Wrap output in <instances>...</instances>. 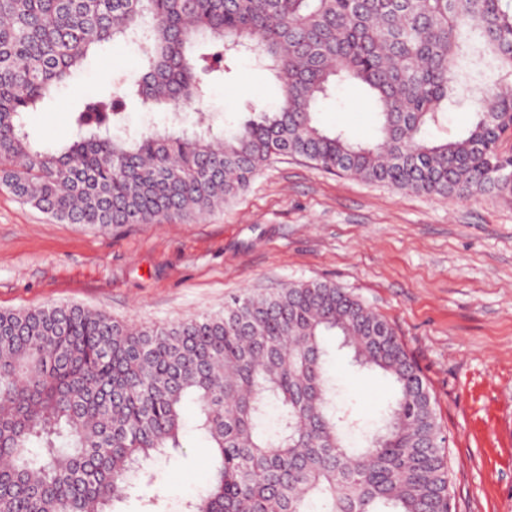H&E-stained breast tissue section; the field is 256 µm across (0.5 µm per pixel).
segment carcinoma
<instances>
[{
	"label": "carcinoma",
	"mask_w": 512,
	"mask_h": 512,
	"mask_svg": "<svg viewBox=\"0 0 512 512\" xmlns=\"http://www.w3.org/2000/svg\"><path fill=\"white\" fill-rule=\"evenodd\" d=\"M138 46L142 74L31 140L29 114L100 47ZM253 57L283 90L229 134L209 85ZM359 84L374 143L327 131L319 99ZM162 112L129 130L126 100ZM450 108L471 125L430 139ZM512 0H0V186L67 224L201 216L278 156L431 197L512 193ZM395 395L368 429L327 374L325 337ZM214 463L183 512H455L431 389L393 325L330 281L245 294L224 310L131 325L76 305L0 309V512H115L132 478L181 447L183 408Z\"/></svg>",
	"instance_id": "obj_1"
}]
</instances>
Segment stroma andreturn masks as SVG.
<instances>
[{
	"instance_id": "stroma-1",
	"label": "stroma",
	"mask_w": 512,
	"mask_h": 512,
	"mask_svg": "<svg viewBox=\"0 0 512 512\" xmlns=\"http://www.w3.org/2000/svg\"><path fill=\"white\" fill-rule=\"evenodd\" d=\"M137 73L131 45L104 47L83 66L85 93L105 77ZM364 90L337 85L318 106L327 129L369 141L375 116ZM278 84L246 55L210 85L198 112L224 126L251 102L279 104ZM75 99L30 114L41 144L67 139ZM333 281L395 328L420 367L448 436L457 512H512V194L433 198L326 172L299 157L265 165L248 190L203 217L102 230L63 224L0 189V308L80 305L130 323H173L223 310L245 291L289 282ZM329 373L366 416L392 394L390 382L359 372L329 340ZM187 428L173 457L157 459L118 512H182L213 465Z\"/></svg>"
}]
</instances>
